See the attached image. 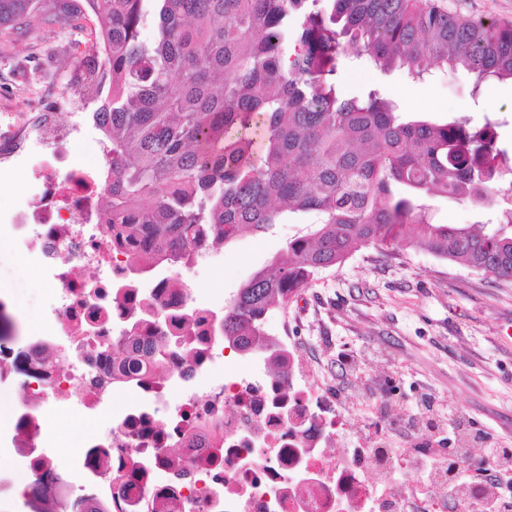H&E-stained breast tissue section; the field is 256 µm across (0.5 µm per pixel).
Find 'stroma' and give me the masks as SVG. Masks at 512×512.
<instances>
[{"instance_id": "obj_1", "label": "stroma", "mask_w": 512, "mask_h": 512, "mask_svg": "<svg viewBox=\"0 0 512 512\" xmlns=\"http://www.w3.org/2000/svg\"><path fill=\"white\" fill-rule=\"evenodd\" d=\"M88 47L76 46L57 28L30 31L0 58V124L10 115L34 109L39 92L56 90L75 104L94 108L91 92L77 78L78 61ZM352 79L349 93L370 83L411 115L445 123L452 118L482 122L495 114L502 147L512 149V84L491 82L472 95L464 71L437 72L428 81L406 72L383 73L362 59L344 63ZM437 224L465 225L492 218L442 196L430 198ZM310 219L292 216L266 233L245 235L209 250L184 274L197 301L223 308L258 268L305 231ZM48 301L38 268L25 255L0 246V315H42ZM270 335L287 330L305 356L313 386L335 394L346 427L327 450L370 447L375 428H384L393 448H454L457 434L419 426L406 434L395 429L412 402L430 396L434 404L456 405L466 416L471 456L486 446L512 448V281H499L466 266L408 246L364 248L342 265L322 270L288 304L273 309ZM19 450L0 454V512H76L81 480L70 466L59 467V483L43 490L35 476L19 467ZM24 482L28 495L16 507L13 485Z\"/></svg>"}]
</instances>
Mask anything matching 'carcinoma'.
<instances>
[{
	"label": "carcinoma",
	"mask_w": 512,
	"mask_h": 512,
	"mask_svg": "<svg viewBox=\"0 0 512 512\" xmlns=\"http://www.w3.org/2000/svg\"><path fill=\"white\" fill-rule=\"evenodd\" d=\"M98 29L83 66L102 136L104 212L138 244L129 277L267 232L286 213L317 221L227 301L224 342L290 382L268 313L356 250L409 245L512 280V154L499 123L408 118L376 89L351 95L343 61L422 81L471 75V93L512 82V24L462 17L445 0H0V42L35 28ZM152 41L140 38L147 23ZM493 206L497 222L435 224L426 199ZM130 327L118 372L164 366L168 337Z\"/></svg>",
	"instance_id": "obj_1"
}]
</instances>
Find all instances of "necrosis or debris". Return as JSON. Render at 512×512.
<instances>
[{
  "label": "necrosis or debris",
  "instance_id": "necrosis-or-debris-1",
  "mask_svg": "<svg viewBox=\"0 0 512 512\" xmlns=\"http://www.w3.org/2000/svg\"><path fill=\"white\" fill-rule=\"evenodd\" d=\"M58 107L45 97L39 112L14 113L10 129L0 131V168L33 173L0 209V239L43 272L45 317L56 324L28 330L25 393L0 444L26 449L23 467L49 487L58 468L43 441L50 409L91 422L72 461L83 482L98 488L82 497L81 512H407L406 495L376 498L361 472L371 464L382 479L392 466L417 469V460L378 443L328 460V444L345 427L335 398L304 379L285 388L251 365H232L219 311L198 304L173 276L150 283L151 303L165 335H181L186 319L194 320L196 352L171 345L166 377L131 381L137 400L113 408L110 347L129 332L132 246L104 232L100 163L77 153L84 124L61 121ZM136 468L141 478L116 496L113 473Z\"/></svg>",
  "mask_w": 512,
  "mask_h": 512
}]
</instances>
